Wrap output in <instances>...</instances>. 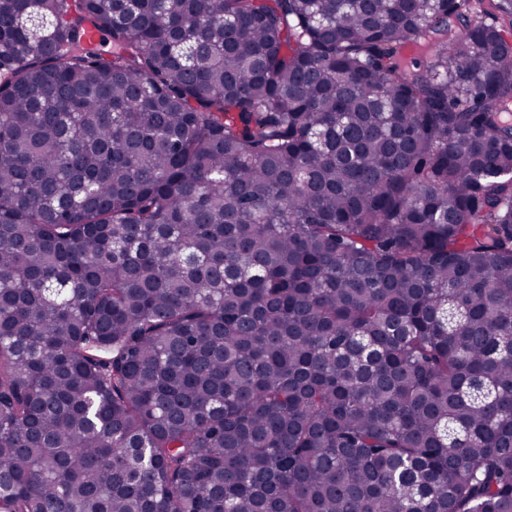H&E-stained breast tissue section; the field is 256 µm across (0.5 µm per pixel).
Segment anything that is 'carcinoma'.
I'll return each instance as SVG.
<instances>
[{
  "mask_svg": "<svg viewBox=\"0 0 512 512\" xmlns=\"http://www.w3.org/2000/svg\"><path fill=\"white\" fill-rule=\"evenodd\" d=\"M133 4L0 0V512H512V0Z\"/></svg>",
  "mask_w": 512,
  "mask_h": 512,
  "instance_id": "cac0c4a2",
  "label": "carcinoma"
}]
</instances>
